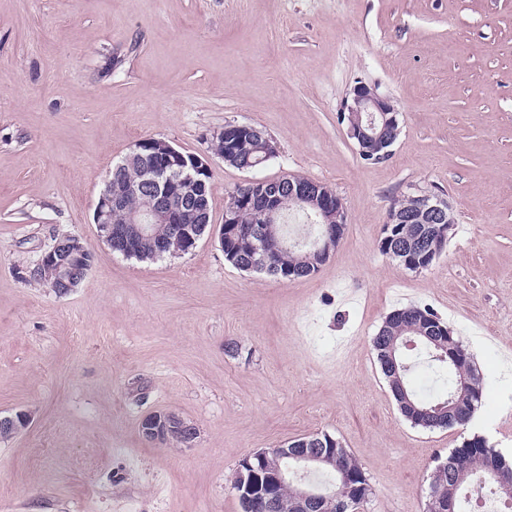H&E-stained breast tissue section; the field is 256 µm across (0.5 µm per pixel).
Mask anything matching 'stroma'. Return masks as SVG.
<instances>
[{
	"label": "stroma",
	"mask_w": 512,
	"mask_h": 512,
	"mask_svg": "<svg viewBox=\"0 0 512 512\" xmlns=\"http://www.w3.org/2000/svg\"><path fill=\"white\" fill-rule=\"evenodd\" d=\"M364 82L399 111L386 161L340 121ZM252 124L263 166L212 158L211 222L252 179L324 183L346 229L308 277L231 265L217 238L159 260L104 243L94 205L144 137L203 152ZM451 207L445 249L410 271L380 250L398 200ZM94 263L57 296L25 281L54 238ZM432 309L471 353L464 427L400 413L372 350L385 317ZM512 0H0V512H241L243 457L329 434L371 486L355 512H426L430 476L472 436L512 455ZM172 412L190 447L146 441Z\"/></svg>",
	"instance_id": "1"
}]
</instances>
